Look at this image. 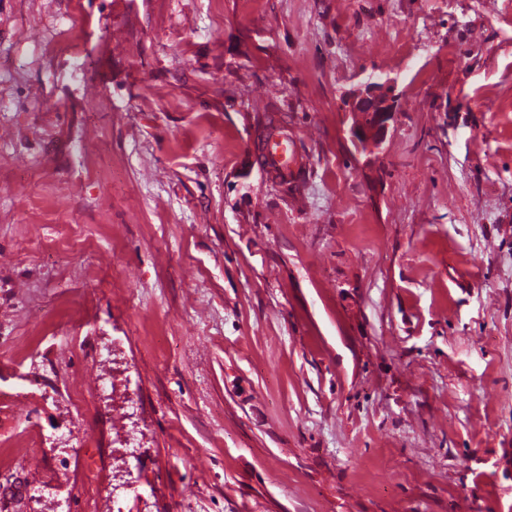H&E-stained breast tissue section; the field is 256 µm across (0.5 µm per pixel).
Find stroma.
<instances>
[{
    "label": "stroma",
    "instance_id": "1",
    "mask_svg": "<svg viewBox=\"0 0 512 512\" xmlns=\"http://www.w3.org/2000/svg\"><path fill=\"white\" fill-rule=\"evenodd\" d=\"M0 512H512V0H0ZM356 96L358 101L353 112H364L360 125L368 127H357L354 129V136L364 148L369 143L379 146L387 130V123L392 117L395 80L381 77L372 78L357 91ZM368 112L376 115L372 126L369 125L372 124L373 117ZM291 147L292 139L288 135V130H281L266 140L260 153V160L268 175L285 177L288 181L296 177L300 167L295 156H288ZM276 176L274 179H277Z\"/></svg>",
    "mask_w": 512,
    "mask_h": 512
}]
</instances>
